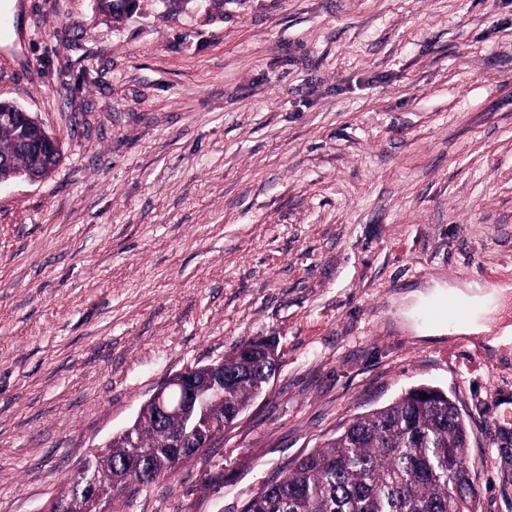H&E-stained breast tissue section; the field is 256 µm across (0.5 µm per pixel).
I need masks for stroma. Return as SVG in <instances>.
Instances as JSON below:
<instances>
[{
	"mask_svg": "<svg viewBox=\"0 0 512 512\" xmlns=\"http://www.w3.org/2000/svg\"><path fill=\"white\" fill-rule=\"evenodd\" d=\"M0 100L62 153L0 186V512L169 377L273 337L223 440L124 512H242L405 391L454 399L512 512V345L433 334L434 284L512 285V0H0Z\"/></svg>",
	"mask_w": 512,
	"mask_h": 512,
	"instance_id": "1",
	"label": "stroma"
}]
</instances>
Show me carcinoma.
<instances>
[{
  "label": "carcinoma",
  "instance_id": "1",
  "mask_svg": "<svg viewBox=\"0 0 512 512\" xmlns=\"http://www.w3.org/2000/svg\"><path fill=\"white\" fill-rule=\"evenodd\" d=\"M99 11L119 19L129 0H98ZM59 142L46 141L15 114L0 122V175L38 172ZM276 360L252 341L224 356V400L205 412L229 426L255 397ZM196 416H170L148 422L129 438L116 440L90 464L103 474L122 472L138 452L142 471L126 475L114 501L126 506L141 490L177 472L171 441L196 438ZM469 428L446 398H424L408 391L395 402L353 419L340 433L288 464L246 503L243 512H472L473 482L461 478Z\"/></svg>",
  "mask_w": 512,
  "mask_h": 512
}]
</instances>
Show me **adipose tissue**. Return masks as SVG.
Segmentation results:
<instances>
[{"mask_svg": "<svg viewBox=\"0 0 512 512\" xmlns=\"http://www.w3.org/2000/svg\"><path fill=\"white\" fill-rule=\"evenodd\" d=\"M512 294V287L504 285L491 291H483L481 286L470 284L464 288L435 286L430 296L434 299L450 297L468 305L471 312L469 320L458 323L457 333L469 336H482L486 345L497 348L512 343V325L504 326L500 331H492L491 324L499 314L503 301Z\"/></svg>", "mask_w": 512, "mask_h": 512, "instance_id": "adipose-tissue-1", "label": "adipose tissue"}]
</instances>
